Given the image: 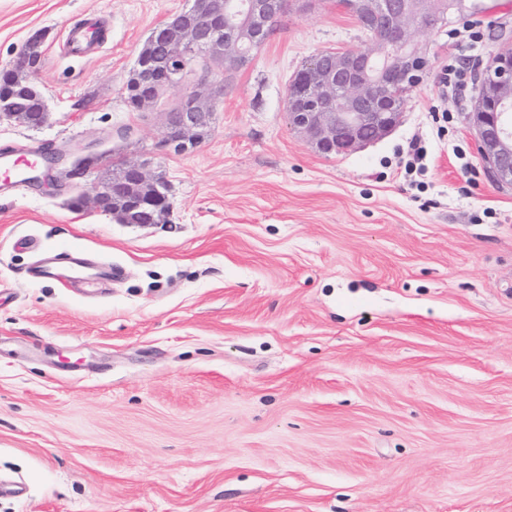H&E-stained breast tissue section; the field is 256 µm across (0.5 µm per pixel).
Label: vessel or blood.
<instances>
[{"label": "vessel or blood", "mask_w": 512, "mask_h": 512, "mask_svg": "<svg viewBox=\"0 0 512 512\" xmlns=\"http://www.w3.org/2000/svg\"><path fill=\"white\" fill-rule=\"evenodd\" d=\"M109 32L95 15L84 16L63 32L58 48L66 57L83 60L96 54L108 41ZM42 159L38 152H20L4 148L0 150V191H7L19 182L25 170L36 167ZM33 277L70 287L80 282L85 288H95L100 281L118 279L123 270L117 265L94 266L79 255L78 247L71 246L59 251L32 267Z\"/></svg>", "instance_id": "b4317fda"}]
</instances>
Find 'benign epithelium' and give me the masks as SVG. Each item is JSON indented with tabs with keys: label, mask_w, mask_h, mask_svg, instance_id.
Segmentation results:
<instances>
[{
	"label": "benign epithelium",
	"mask_w": 512,
	"mask_h": 512,
	"mask_svg": "<svg viewBox=\"0 0 512 512\" xmlns=\"http://www.w3.org/2000/svg\"><path fill=\"white\" fill-rule=\"evenodd\" d=\"M366 33L360 49L325 50L313 55L301 70L300 81L310 101L306 112L296 111L298 94L288 92L290 125L324 154H347L389 135L402 117L399 100L423 81L428 58L417 36L447 22L444 0H337ZM289 0H193L192 5L158 26L152 34L151 55L137 61L136 75L150 92L139 108L155 105L162 94L183 92L189 106L164 113L162 146L176 153L197 145V133L210 126L223 84L215 69L234 70L245 64L249 47L265 42L272 22L288 10ZM44 39L36 33L20 50L14 68L43 53ZM471 119L480 160L490 178L512 186V45L502 47L487 69L481 96ZM89 152L81 177L90 191L82 202L122 224L151 222L169 213L170 197L152 192L155 176L143 161H127L128 179L112 181L105 166ZM46 171L27 182L50 177L64 186L69 170L65 157L44 154Z\"/></svg>",
	"instance_id": "obj_1"
}]
</instances>
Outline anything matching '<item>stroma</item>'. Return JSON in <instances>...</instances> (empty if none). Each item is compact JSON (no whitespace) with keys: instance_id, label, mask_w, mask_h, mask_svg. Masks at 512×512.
I'll use <instances>...</instances> for the list:
<instances>
[{"instance_id":"stroma-1","label":"stroma","mask_w":512,"mask_h":512,"mask_svg":"<svg viewBox=\"0 0 512 512\" xmlns=\"http://www.w3.org/2000/svg\"><path fill=\"white\" fill-rule=\"evenodd\" d=\"M480 3L421 35L430 70L391 134L326 156L286 98L315 53L364 46L336 0L290 6L179 154L161 145L176 94L133 112L122 91L191 0H0V69L44 34L51 112L0 120V147L148 158L173 204L132 227L73 209L82 179L0 195V478L27 487L0 512H512V186L489 178L469 121L512 0ZM89 12L111 41L59 55ZM475 18L456 48L449 31ZM455 62L464 99L440 94ZM25 235L123 276L93 299L35 280Z\"/></svg>"}]
</instances>
